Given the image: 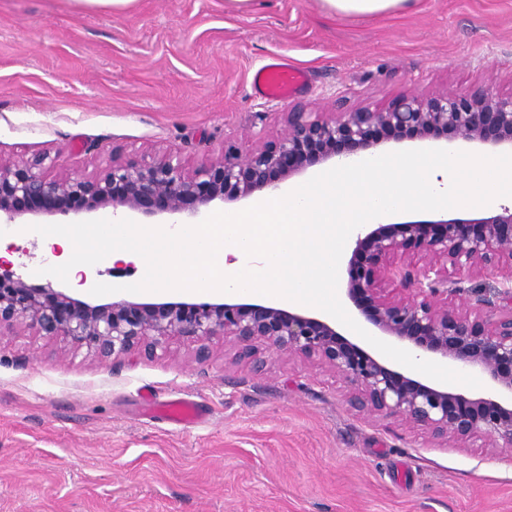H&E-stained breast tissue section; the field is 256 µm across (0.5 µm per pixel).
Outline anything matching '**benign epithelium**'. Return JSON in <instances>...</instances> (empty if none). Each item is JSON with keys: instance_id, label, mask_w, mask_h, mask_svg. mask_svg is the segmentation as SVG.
Wrapping results in <instances>:
<instances>
[{"instance_id": "obj_1", "label": "benign epithelium", "mask_w": 512, "mask_h": 512, "mask_svg": "<svg viewBox=\"0 0 512 512\" xmlns=\"http://www.w3.org/2000/svg\"><path fill=\"white\" fill-rule=\"evenodd\" d=\"M445 139L512 154V94L487 89L402 96L383 108L342 107L284 113L276 138L246 135L194 169L171 152L114 154L89 176L50 175L55 162L0 161V223L30 216L79 215L110 208L189 224L217 202L281 189L316 163L374 154L388 142ZM487 270L499 286H463ZM344 290L376 336L403 344L417 358L436 356L489 380L468 398L387 367L345 338L336 322L268 302L91 304L28 283L0 263V329L27 326L106 361L164 351L173 341L196 345L222 336L239 359L261 371L264 354L300 357L349 387L347 402L374 420L395 419L434 443L481 442L512 449V205L473 218L365 225L357 235Z\"/></svg>"}]
</instances>
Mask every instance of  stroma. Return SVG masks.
I'll use <instances>...</instances> for the list:
<instances>
[{"mask_svg": "<svg viewBox=\"0 0 512 512\" xmlns=\"http://www.w3.org/2000/svg\"><path fill=\"white\" fill-rule=\"evenodd\" d=\"M281 56L309 79L284 101L252 72ZM512 93V0H413L339 16L323 0H0V160L44 156L91 175L156 149L188 166L282 115L406 95ZM34 285L111 302L44 275L37 233L0 239ZM197 403L198 421L145 413L143 391ZM342 382L272 353L263 372L223 339L99 360L33 329L0 331V512H512V450L436 445L351 410Z\"/></svg>", "mask_w": 512, "mask_h": 512, "instance_id": "obj_1", "label": "stroma"}]
</instances>
